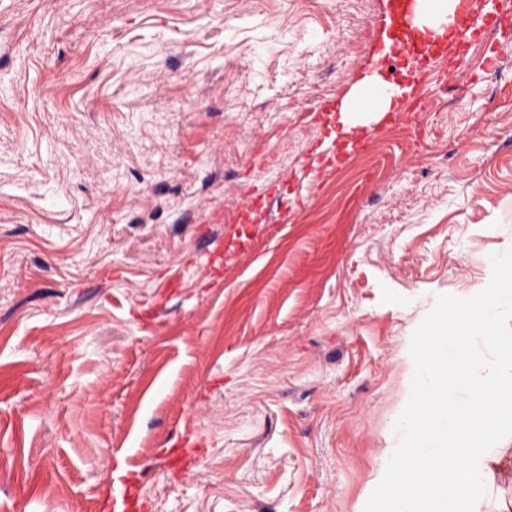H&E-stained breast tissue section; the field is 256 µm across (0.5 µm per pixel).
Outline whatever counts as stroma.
<instances>
[{
	"mask_svg": "<svg viewBox=\"0 0 512 512\" xmlns=\"http://www.w3.org/2000/svg\"><path fill=\"white\" fill-rule=\"evenodd\" d=\"M385 2L0 0V512L127 478L140 512H360L413 331L512 248L495 30L291 206Z\"/></svg>",
	"mask_w": 512,
	"mask_h": 512,
	"instance_id": "obj_1",
	"label": "stroma"
}]
</instances>
